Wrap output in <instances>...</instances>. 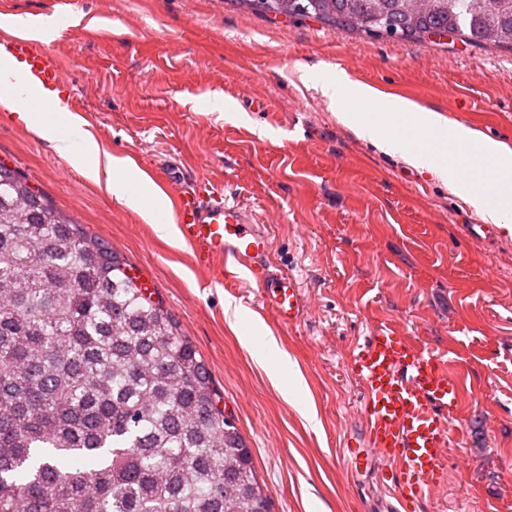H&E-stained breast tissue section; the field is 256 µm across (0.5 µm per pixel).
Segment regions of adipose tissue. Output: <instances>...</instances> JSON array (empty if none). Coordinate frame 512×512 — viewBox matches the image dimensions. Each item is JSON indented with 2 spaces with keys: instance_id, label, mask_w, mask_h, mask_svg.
I'll list each match as a JSON object with an SVG mask.
<instances>
[{
  "instance_id": "adipose-tissue-1",
  "label": "adipose tissue",
  "mask_w": 512,
  "mask_h": 512,
  "mask_svg": "<svg viewBox=\"0 0 512 512\" xmlns=\"http://www.w3.org/2000/svg\"><path fill=\"white\" fill-rule=\"evenodd\" d=\"M9 72L8 64L0 62V104L18 112L29 128L52 142L59 156L82 169L90 178H98L100 172H107V186L112 195L138 211L147 223L152 224L159 237L166 239L175 233V224L159 194L144 196L132 191L131 186L140 181V174L131 170L123 159L114 156L101 159L98 143L84 130L78 116L67 112L56 122L35 121L27 109L26 89L13 85Z\"/></svg>"
}]
</instances>
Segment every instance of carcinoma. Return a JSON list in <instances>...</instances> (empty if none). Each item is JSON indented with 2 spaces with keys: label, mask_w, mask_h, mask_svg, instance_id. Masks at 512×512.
<instances>
[{
  "label": "carcinoma",
  "mask_w": 512,
  "mask_h": 512,
  "mask_svg": "<svg viewBox=\"0 0 512 512\" xmlns=\"http://www.w3.org/2000/svg\"><path fill=\"white\" fill-rule=\"evenodd\" d=\"M367 35L512 48V0H240ZM179 323L0 166V512H270Z\"/></svg>",
  "instance_id": "carcinoma-1"
}]
</instances>
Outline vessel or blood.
<instances>
[{"mask_svg":"<svg viewBox=\"0 0 512 512\" xmlns=\"http://www.w3.org/2000/svg\"><path fill=\"white\" fill-rule=\"evenodd\" d=\"M0 58L10 64L13 80L31 86L54 111L73 110L57 62L31 40L1 33ZM174 214L200 272L228 284L249 273L262 306L274 311L280 326L301 322L307 306L297 278L273 270L267 233L222 192L199 186L175 193ZM350 366L364 390L358 406L363 430L346 439L345 459L357 473L377 466L390 472L394 502L386 512H413L443 482L461 383L437 349L417 346L387 325L352 352Z\"/></svg>","mask_w":512,"mask_h":512,"instance_id":"b4317fda","label":"vessel or blood"}]
</instances>
